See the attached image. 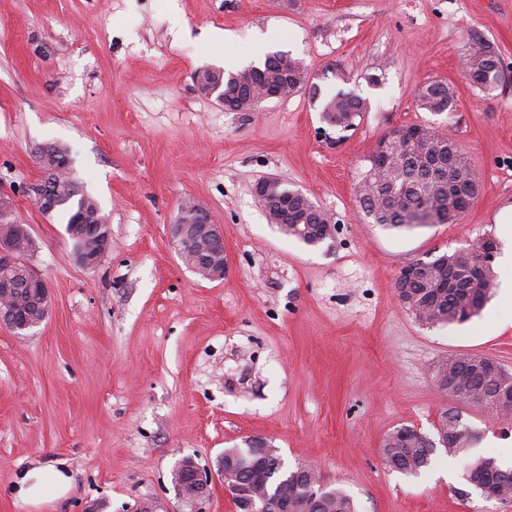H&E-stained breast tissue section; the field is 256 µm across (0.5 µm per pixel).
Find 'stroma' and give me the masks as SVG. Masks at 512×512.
Returning a JSON list of instances; mask_svg holds the SVG:
<instances>
[{"mask_svg":"<svg viewBox=\"0 0 512 512\" xmlns=\"http://www.w3.org/2000/svg\"><path fill=\"white\" fill-rule=\"evenodd\" d=\"M228 41L212 43V32ZM499 58L502 84L472 87L473 41ZM284 51L302 90L230 112L195 73L225 55ZM454 86L437 114L416 91ZM367 108L332 126L324 98ZM411 124L468 154L480 193L454 224L390 230L362 220L357 186L378 141ZM67 146L72 175L108 216L112 247L92 269L65 224L23 194L34 150ZM276 176L328 213L308 247L272 224L254 187ZM14 198L52 311L36 333L0 325V512H192L171 483L185 457L215 470L224 449L262 438L286 466L320 467L358 512H512L463 478L467 458L512 448L487 410L442 391L451 354L512 371V306L491 297L462 324L426 327L400 302L408 264L505 240L512 205V0H0V194ZM188 200L224 228V279L187 269L168 226ZM479 434L467 455L436 448L415 475L383 445L406 425L436 438L443 409ZM65 463L64 498L14 495L27 469Z\"/></svg>","mask_w":512,"mask_h":512,"instance_id":"stroma-1","label":"stroma"}]
</instances>
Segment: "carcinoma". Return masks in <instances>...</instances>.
<instances>
[{
    "mask_svg": "<svg viewBox=\"0 0 512 512\" xmlns=\"http://www.w3.org/2000/svg\"><path fill=\"white\" fill-rule=\"evenodd\" d=\"M498 62L499 59L486 46L475 43L465 63V77L473 86L495 88L501 82V71L496 69ZM221 75L226 79L224 109L230 112H244L252 108L255 97L252 88L255 85L274 82L288 95L307 86V70L303 62L281 51L267 55L257 70L242 68L227 73L218 68L216 74H205L200 80L207 87ZM417 99L420 108L428 112H446L453 107L455 90L446 82L428 81L418 89ZM365 108L366 102L361 96L338 93L325 103L323 112L331 123L348 128ZM405 129L423 132V137L428 139L437 155L447 151L448 144L456 143L448 135L426 125H407ZM396 133L398 130L395 129L378 143V147L388 155L387 163L380 166L376 158H371L370 167L359 185V206L364 217L372 219L375 224L399 230L446 224L452 218L460 220L474 198L466 196L463 185L427 177L425 161L420 153L396 138ZM48 179L57 197L54 213L65 224L72 223L76 207L86 215V219L92 218L99 204L91 195L72 196L74 178L71 174L51 173ZM280 228L309 246L322 241L317 225L309 224L303 227V232L297 233L286 215ZM481 257V245L477 243L426 261L436 272L455 266L464 276V286L449 291L431 277L416 279L398 294L400 301L420 323L429 327L468 321L484 308L494 288V272L490 264L483 278L473 283L467 279L470 265ZM13 304L29 314L35 313L34 296L25 285L13 292ZM480 360V355L458 354L453 357L450 374L464 381L469 388L479 390L488 384L475 365ZM449 419L451 422L443 427L439 437L446 442L449 452H467L475 440V431L456 414ZM424 439L426 436L407 426L392 432L383 447L386 465L401 473H418L430 461ZM464 478L475 489L491 484L500 487L504 482L512 485V468L501 467L492 457H477L467 463ZM282 491L291 498L294 512H357V505L348 494L340 489L319 491L316 485L306 483L299 467L288 472V481L282 485Z\"/></svg>",
    "mask_w": 512,
    "mask_h": 512,
    "instance_id": "1",
    "label": "carcinoma"
}]
</instances>
